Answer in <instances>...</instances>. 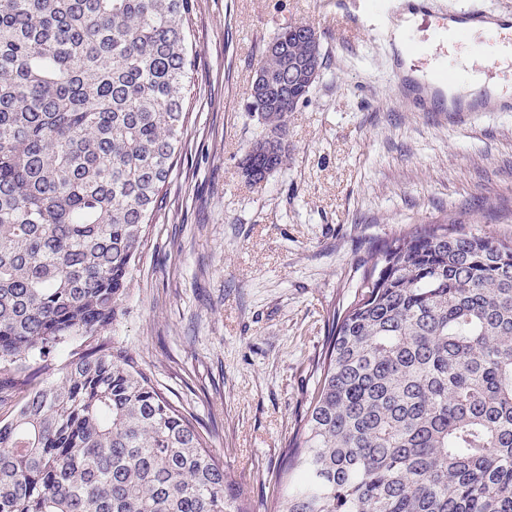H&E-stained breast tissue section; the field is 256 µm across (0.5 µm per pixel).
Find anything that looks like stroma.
Segmentation results:
<instances>
[{"label": "stroma", "instance_id": "35a3bbf8", "mask_svg": "<svg viewBox=\"0 0 512 512\" xmlns=\"http://www.w3.org/2000/svg\"><path fill=\"white\" fill-rule=\"evenodd\" d=\"M512 0H431L414 57L344 28L372 0H192L191 118L174 171L101 340L123 348L209 430L211 453L252 512L279 494L288 439L317 386L330 310L345 307L369 247L415 224L461 222L512 239V112H422L392 75L470 57L432 41L448 12ZM294 21L326 67L289 113L288 162L261 183L242 162L259 131L250 85L267 42Z\"/></svg>", "mask_w": 512, "mask_h": 512}]
</instances>
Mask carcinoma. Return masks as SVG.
Returning a JSON list of instances; mask_svg holds the SVG:
<instances>
[{
    "mask_svg": "<svg viewBox=\"0 0 512 512\" xmlns=\"http://www.w3.org/2000/svg\"><path fill=\"white\" fill-rule=\"evenodd\" d=\"M190 0H0V512H250L197 421L125 351L59 347L121 312L189 117ZM311 26L264 48L243 167L287 160L325 69ZM332 317L267 512H512V239L426 224L373 245Z\"/></svg>",
    "mask_w": 512,
    "mask_h": 512,
    "instance_id": "1",
    "label": "carcinoma"
}]
</instances>
